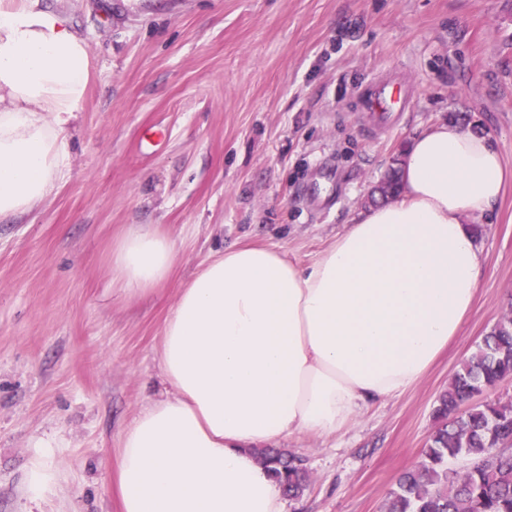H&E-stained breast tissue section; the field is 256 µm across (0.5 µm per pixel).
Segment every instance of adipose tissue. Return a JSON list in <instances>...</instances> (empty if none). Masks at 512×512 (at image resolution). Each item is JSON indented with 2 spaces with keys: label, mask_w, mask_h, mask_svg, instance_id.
I'll return each mask as SVG.
<instances>
[{
  "label": "adipose tissue",
  "mask_w": 512,
  "mask_h": 512,
  "mask_svg": "<svg viewBox=\"0 0 512 512\" xmlns=\"http://www.w3.org/2000/svg\"><path fill=\"white\" fill-rule=\"evenodd\" d=\"M88 73V46L61 16L0 0V218L30 211L62 172ZM511 175L490 137L442 122L413 139L396 199L359 211L312 265L256 246L205 263L163 325L168 391L120 434L121 512H285L255 449L336 432L428 373L475 299L471 226ZM175 262L151 230L112 246L129 297Z\"/></svg>",
  "instance_id": "obj_1"
}]
</instances>
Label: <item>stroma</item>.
<instances>
[{
  "instance_id": "stroma-1",
  "label": "stroma",
  "mask_w": 512,
  "mask_h": 512,
  "mask_svg": "<svg viewBox=\"0 0 512 512\" xmlns=\"http://www.w3.org/2000/svg\"><path fill=\"white\" fill-rule=\"evenodd\" d=\"M88 45L68 159L30 212L0 221V512H120L122 430L162 388L180 288L244 244L309 266L369 207L393 158L458 118L512 167V0H40ZM412 96L392 129L367 89ZM142 226L177 265L136 298L112 245ZM484 266L459 334L411 390L331 434H297L309 484L286 512H383L416 465L459 364L512 313V182L480 226ZM53 494L28 500L34 456Z\"/></svg>"
}]
</instances>
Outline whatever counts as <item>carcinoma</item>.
<instances>
[{
	"label": "carcinoma",
	"mask_w": 512,
	"mask_h": 512,
	"mask_svg": "<svg viewBox=\"0 0 512 512\" xmlns=\"http://www.w3.org/2000/svg\"><path fill=\"white\" fill-rule=\"evenodd\" d=\"M401 167L394 160L377 190L399 191ZM512 379V316H505L484 337L476 353L454 373L437 399L435 414L442 424L431 435L419 463L398 479L385 512H512V402L481 403L459 411L476 393ZM259 459L280 482L285 494L297 498L308 476L298 457L274 449ZM463 460L462 471L448 461Z\"/></svg>",
	"instance_id": "cac0c4a2"
}]
</instances>
